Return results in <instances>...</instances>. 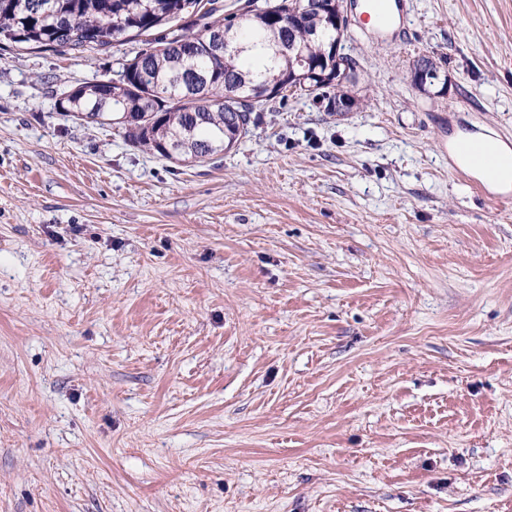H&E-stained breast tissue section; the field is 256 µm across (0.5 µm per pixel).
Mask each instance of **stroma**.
<instances>
[{"instance_id": "stroma-1", "label": "stroma", "mask_w": 512, "mask_h": 512, "mask_svg": "<svg viewBox=\"0 0 512 512\" xmlns=\"http://www.w3.org/2000/svg\"><path fill=\"white\" fill-rule=\"evenodd\" d=\"M347 2L357 108L199 164L57 107L140 43L0 44V512H512V0ZM473 136L484 138L488 146L504 160V163L498 170L493 183L501 188V190H508L510 187L512 188V148H510L506 143L485 134L465 133L460 134L457 138L460 139L463 137ZM455 150L458 154L467 156L473 167L482 170L490 177L499 166L498 158L491 154L478 140L457 142Z\"/></svg>"}]
</instances>
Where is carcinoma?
Instances as JSON below:
<instances>
[{"label":"carcinoma","mask_w":512,"mask_h":512,"mask_svg":"<svg viewBox=\"0 0 512 512\" xmlns=\"http://www.w3.org/2000/svg\"><path fill=\"white\" fill-rule=\"evenodd\" d=\"M224 14L219 0H0V39L31 52L105 54L112 40L149 36L112 85L73 87L58 105L75 120L119 125L124 139L184 164L212 159L249 132L274 99L310 92L352 99L336 80V0H268ZM233 36L238 52L214 53Z\"/></svg>","instance_id":"obj_1"}]
</instances>
